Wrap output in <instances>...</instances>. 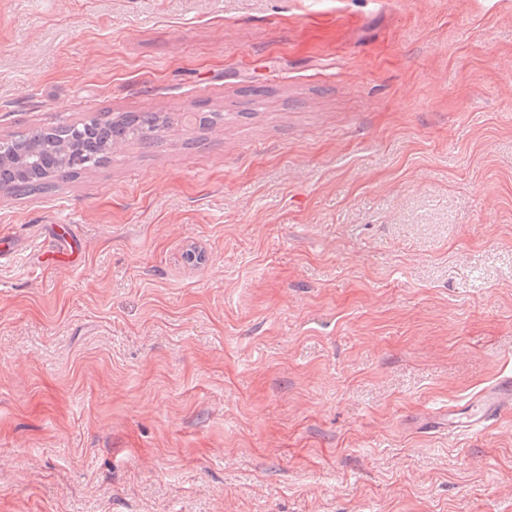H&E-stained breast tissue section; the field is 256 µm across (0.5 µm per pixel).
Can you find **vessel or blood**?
I'll list each match as a JSON object with an SVG mask.
<instances>
[{"label": "vessel or blood", "instance_id": "obj_1", "mask_svg": "<svg viewBox=\"0 0 512 512\" xmlns=\"http://www.w3.org/2000/svg\"><path fill=\"white\" fill-rule=\"evenodd\" d=\"M512 412V377L506 376L471 397L465 405L448 410L449 433L484 431L501 416Z\"/></svg>", "mask_w": 512, "mask_h": 512}]
</instances>
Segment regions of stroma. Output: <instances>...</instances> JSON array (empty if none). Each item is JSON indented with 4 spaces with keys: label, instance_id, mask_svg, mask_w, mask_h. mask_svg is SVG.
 <instances>
[{
    "label": "stroma",
    "instance_id": "obj_1",
    "mask_svg": "<svg viewBox=\"0 0 512 512\" xmlns=\"http://www.w3.org/2000/svg\"><path fill=\"white\" fill-rule=\"evenodd\" d=\"M106 111L0 192V512H512L428 425L512 373V0H0V140ZM169 123L167 115L144 112L12 136L4 144L6 153L39 152L30 160L36 162L31 168L19 170L12 164L0 165V186L18 195L49 190L54 187L55 177L72 178L83 170L98 168L108 160L111 151L129 142H155ZM6 153H0V163L8 159ZM76 155L81 156L84 163L72 164Z\"/></svg>",
    "mask_w": 512,
    "mask_h": 512
}]
</instances>
